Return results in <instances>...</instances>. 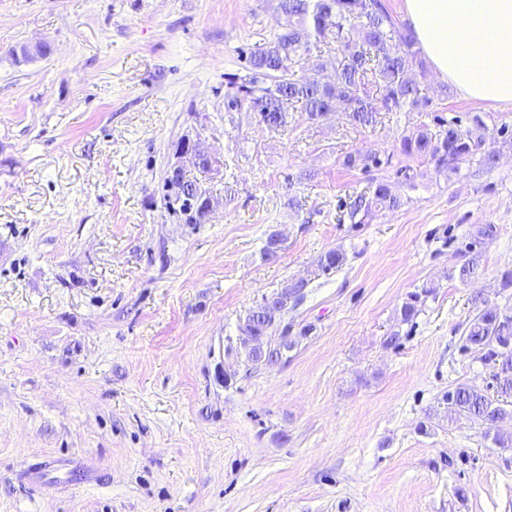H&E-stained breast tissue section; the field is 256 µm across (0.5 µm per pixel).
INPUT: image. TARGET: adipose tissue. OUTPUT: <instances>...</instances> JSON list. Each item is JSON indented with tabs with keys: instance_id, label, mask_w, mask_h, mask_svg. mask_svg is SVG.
Here are the masks:
<instances>
[{
	"instance_id": "adipose-tissue-1",
	"label": "adipose tissue",
	"mask_w": 512,
	"mask_h": 512,
	"mask_svg": "<svg viewBox=\"0 0 512 512\" xmlns=\"http://www.w3.org/2000/svg\"><path fill=\"white\" fill-rule=\"evenodd\" d=\"M434 73L475 104L512 105V0H403Z\"/></svg>"
}]
</instances>
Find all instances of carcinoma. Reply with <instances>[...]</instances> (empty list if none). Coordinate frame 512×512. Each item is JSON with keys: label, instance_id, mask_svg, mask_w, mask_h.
<instances>
[{"label": "carcinoma", "instance_id": "carcinoma-1", "mask_svg": "<svg viewBox=\"0 0 512 512\" xmlns=\"http://www.w3.org/2000/svg\"><path fill=\"white\" fill-rule=\"evenodd\" d=\"M278 26L270 41L250 49L246 56L248 74L224 75V110L243 107L256 115L268 129L288 128V112L298 108L308 121H318L346 103L345 111L354 125H370L381 112H425L429 100L406 77L414 66H423L419 50L407 29L388 12L382 0H277ZM337 44L333 77L323 75L325 64L311 73L299 75L281 65L285 58L301 56L319 43ZM485 125L477 117L463 127L442 117L434 126L417 127L403 137L398 151L409 158L430 160L439 173H455L463 162L475 161L483 168L496 165L497 151L486 148ZM391 162L390 156L355 150L346 153L341 165L369 172ZM187 224H203L210 213V197L195 180L184 174L168 181ZM402 198L384 181L373 183L369 192L357 195L346 205L352 224H368L379 215L398 209ZM346 260L342 249L326 252L317 261L318 271L327 273ZM478 258L458 269V279L466 283L478 277ZM429 290L409 295L400 309L401 321L410 322L420 312ZM240 329L245 336H261L267 351L265 361L273 363L282 355V336L277 322L257 317L252 311ZM466 345L481 353L484 364L496 369L494 398L487 392L462 384L445 394L443 401L450 417L478 419L485 435L512 419V318L498 309L486 307L470 322Z\"/></svg>", "mask_w": 512, "mask_h": 512}]
</instances>
